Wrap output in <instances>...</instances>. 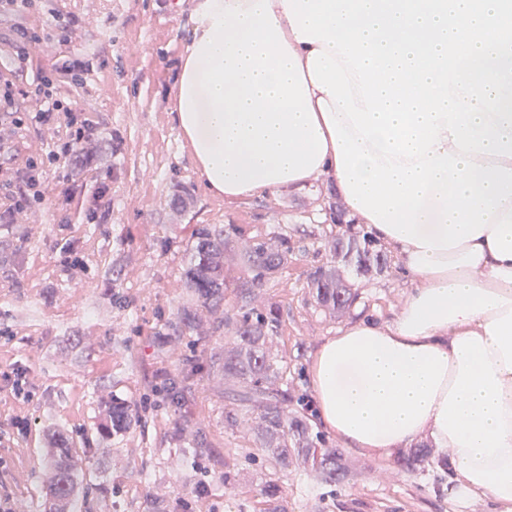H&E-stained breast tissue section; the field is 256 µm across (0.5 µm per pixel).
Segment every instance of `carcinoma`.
Returning a JSON list of instances; mask_svg holds the SVG:
<instances>
[{
  "label": "carcinoma",
  "instance_id": "carcinoma-1",
  "mask_svg": "<svg viewBox=\"0 0 512 512\" xmlns=\"http://www.w3.org/2000/svg\"><path fill=\"white\" fill-rule=\"evenodd\" d=\"M239 234L233 224L223 227L204 224L194 234V242L183 268L184 288L199 306L215 316L218 324L230 319L224 311V249ZM336 263L320 267L313 273L310 293L316 303L330 311L353 305L358 285L345 278L340 268H353L356 273L371 268H383L386 258L361 246L353 238H336ZM288 260V237L282 236L279 246L272 247L263 238L250 241L243 254V276L238 288L247 296H259L268 281ZM194 316L188 312L165 322L164 330L179 334L193 325ZM239 327L235 347L224 359H210V367L220 366L224 378L237 384L228 391L243 416L257 421V442L264 451L275 474L288 469V456L304 458L319 471L327 483H339L346 478L341 454L335 449L319 448L309 433L305 418L288 411V376L283 358L272 354L270 345L280 333L279 307L271 303L263 309L252 307L238 315ZM194 371L176 372L167 378L166 397L175 412L183 419L192 417L190 407L195 399ZM112 430L129 427L131 413L124 402L112 401L109 409ZM49 449L54 473L49 500L44 512H76L79 501L77 462L80 455L74 446L59 437H52Z\"/></svg>",
  "mask_w": 512,
  "mask_h": 512
}]
</instances>
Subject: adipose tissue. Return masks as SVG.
<instances>
[{
    "label": "adipose tissue",
    "mask_w": 512,
    "mask_h": 512,
    "mask_svg": "<svg viewBox=\"0 0 512 512\" xmlns=\"http://www.w3.org/2000/svg\"><path fill=\"white\" fill-rule=\"evenodd\" d=\"M173 82L206 187L332 182L412 289L319 347L348 447L447 451L460 501L512 512V0H199Z\"/></svg>",
    "instance_id": "1"
}]
</instances>
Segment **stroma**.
Segmentation results:
<instances>
[{"label":"stroma","instance_id":"stroma-1","mask_svg":"<svg viewBox=\"0 0 512 512\" xmlns=\"http://www.w3.org/2000/svg\"><path fill=\"white\" fill-rule=\"evenodd\" d=\"M196 4L29 0L19 9L0 7V55H11L17 30L32 37L28 67L12 76L22 91L15 106L27 121L18 126L0 116V172L24 171L60 136L55 126L29 118L40 103L23 91L39 70L80 61L78 78L60 76L58 86L97 128L82 145L87 163L43 166L42 201L0 223V370L22 368L34 393L22 404L0 390V429L17 415L28 422L25 433L0 441L7 462L0 481L16 505L43 512L52 478L48 437L57 431L86 451L82 512H500L485 496L456 499L450 471L436 464L442 449L410 473L400 466L407 449L358 453L310 410L311 360L355 319L353 311L336 314L316 304L310 277L330 260L336 235L358 229L337 223L341 205L324 178L302 191L236 204L206 189L174 120L171 90ZM202 224L240 229L224 254V306L232 310L246 304L234 285L249 241L287 235L288 260L266 298L280 312L283 336L273 348L288 357V408L305 416L321 447L339 449L354 481L327 483L299 458L288 466L283 493L263 502L270 466L254 426L228 425L225 416L236 404L219 371L196 376V424L169 412L163 392L169 372L223 356L236 334L235 321L216 325L183 288L192 234ZM354 281L364 311L381 319L397 312L411 288L393 260ZM186 309L195 315L192 329L163 335L165 321ZM116 399L129 405L133 422L113 432L104 423ZM203 435L213 442L211 454L190 457ZM200 483L212 494L197 507L192 492Z\"/></svg>","mask_w":512,"mask_h":512}]
</instances>
